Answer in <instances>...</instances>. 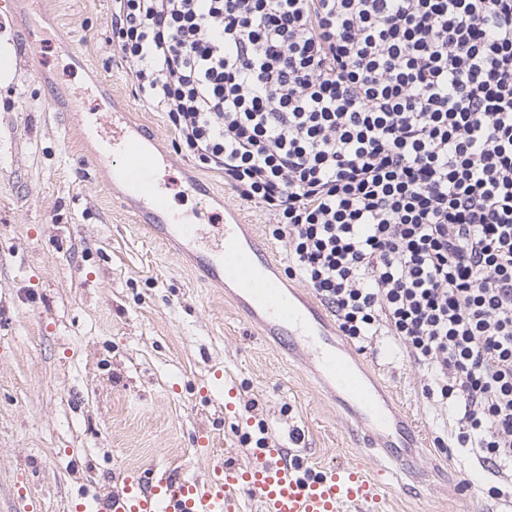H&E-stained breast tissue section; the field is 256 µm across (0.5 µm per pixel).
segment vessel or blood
I'll use <instances>...</instances> for the list:
<instances>
[{
	"instance_id": "vessel-or-blood-1",
	"label": "vessel or blood",
	"mask_w": 512,
	"mask_h": 512,
	"mask_svg": "<svg viewBox=\"0 0 512 512\" xmlns=\"http://www.w3.org/2000/svg\"><path fill=\"white\" fill-rule=\"evenodd\" d=\"M112 130L86 128L84 141L107 139L111 152L96 154L95 165L108 166L112 187L135 223L151 236L169 243L180 239L195 256L194 270L202 283L225 281L236 288V305L266 334L284 337L290 349L317 365L327 385L336 389V402L354 416L370 448L393 466L405 467L422 446L416 421L397 410L380 384L369 383L355 365L354 354L329 330L330 320L310 298H294L264 273L266 252L244 244L245 230L239 209L226 210L224 232L211 252L199 251L198 229L177 224L169 216V197L158 182L159 164L172 158L156 132L131 123L125 111L112 109L102 118ZM253 496L259 512H382L381 485L361 467L339 465L325 471L305 469L288 462L278 443L265 440L252 449L246 465L214 461L204 478L176 481L166 472L146 473L134 468L113 473L106 492L95 494L90 512H241L242 494Z\"/></svg>"
}]
</instances>
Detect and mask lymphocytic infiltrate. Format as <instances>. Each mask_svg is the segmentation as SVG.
<instances>
[{"instance_id": "f902f5d3", "label": "lymphocytic infiltrate", "mask_w": 512, "mask_h": 512, "mask_svg": "<svg viewBox=\"0 0 512 512\" xmlns=\"http://www.w3.org/2000/svg\"><path fill=\"white\" fill-rule=\"evenodd\" d=\"M111 27L288 277L456 407L435 447L512 462V0H112Z\"/></svg>"}]
</instances>
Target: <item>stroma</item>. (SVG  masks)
I'll use <instances>...</instances> for the list:
<instances>
[{
	"label": "stroma",
	"instance_id": "1",
	"mask_svg": "<svg viewBox=\"0 0 512 512\" xmlns=\"http://www.w3.org/2000/svg\"><path fill=\"white\" fill-rule=\"evenodd\" d=\"M111 12V0H0V51L29 35L35 43L0 80V512H77L123 467L200 478L214 460L244 462L263 439L312 469L364 464L384 486V512H512V494L489 493L512 465L434 447L455 415L425 398L426 370L392 337L351 349L422 426L421 480L381 469L299 356L134 223L81 125L96 120L108 91L134 122L158 130L165 150L175 134L136 96L110 40ZM174 159L159 179L179 222L197 221L199 200L181 187L187 173L211 184V210L239 205L223 174ZM243 213L273 257L270 277L311 294L286 275L271 216L258 206ZM218 376L236 386L235 399L214 387ZM201 434L211 455L194 451Z\"/></svg>",
	"mask_w": 512,
	"mask_h": 512
}]
</instances>
